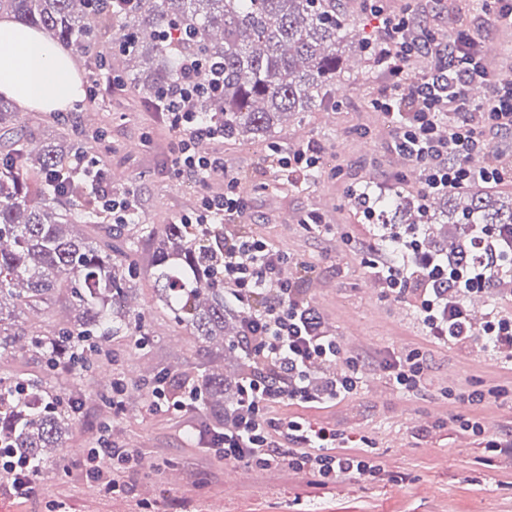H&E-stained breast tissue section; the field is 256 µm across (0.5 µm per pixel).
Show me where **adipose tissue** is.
Segmentation results:
<instances>
[{"mask_svg": "<svg viewBox=\"0 0 512 512\" xmlns=\"http://www.w3.org/2000/svg\"><path fill=\"white\" fill-rule=\"evenodd\" d=\"M0 94L26 111L57 112L82 95L70 54L40 31L0 17Z\"/></svg>", "mask_w": 512, "mask_h": 512, "instance_id": "obj_1", "label": "adipose tissue"}]
</instances>
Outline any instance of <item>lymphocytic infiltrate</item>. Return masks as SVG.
Returning <instances> with one entry per match:
<instances>
[{
    "label": "lymphocytic infiltrate",
    "mask_w": 512,
    "mask_h": 512,
    "mask_svg": "<svg viewBox=\"0 0 512 512\" xmlns=\"http://www.w3.org/2000/svg\"><path fill=\"white\" fill-rule=\"evenodd\" d=\"M367 8L385 33L373 48L376 67L386 80L373 106L390 122L395 151L418 165L421 197L476 185L512 186V160L502 161L492 147L494 135L512 133V80L489 70L466 27H459L447 41L434 34L420 40L413 35L415 23L409 16L384 14L378 0H368ZM422 51L433 53L435 63L417 80L407 81L406 66ZM476 84L488 90L480 102L469 94ZM196 86L195 63L183 61L178 89L160 108L174 133V172L195 182L223 175L225 190L202 196L196 212L181 221L210 235L223 232L224 262L218 277L245 311L237 346L256 365L255 374L239 386L229 423L210 440L211 455L230 464L287 469L327 481L341 475L376 478L380 466L368 454L347 451V435L279 411L287 404L314 408L338 403L358 391L360 371L354 358L344 357L336 337L308 329L309 304L283 273L290 255L262 237L231 234L228 221L243 216L246 199L239 179L228 174L223 153L198 150L199 142L218 138L220 131L189 110L187 98ZM476 154L488 156L486 167H471ZM320 155L310 144L286 155L273 152L269 163L288 170L303 185L319 172ZM402 241V258L377 256L368 259V268L390 297L410 301L433 343L467 345V311L457 303L442 302L436 286L452 282L465 292H484L495 283L489 263L452 267L423 252L413 227ZM339 358L345 361L343 372L330 383L318 384L313 369ZM382 369L390 382L407 392L419 390L427 380L425 359L416 349L395 355ZM142 461L138 449L107 445L91 449L80 466L87 479L124 497L132 490L127 477L141 473Z\"/></svg>",
    "instance_id": "f902f5d3"
}]
</instances>
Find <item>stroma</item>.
<instances>
[{"label":"stroma","mask_w":512,"mask_h":512,"mask_svg":"<svg viewBox=\"0 0 512 512\" xmlns=\"http://www.w3.org/2000/svg\"><path fill=\"white\" fill-rule=\"evenodd\" d=\"M348 23L344 64L351 80L336 87V97L320 109L279 124L272 141L214 142L230 169L247 185L245 230L256 232L306 265L299 286L345 355L357 358L362 371L356 394L322 408L285 406L300 415L336 426L353 438L372 442L369 454L384 470L379 481L344 476L321 483L288 470H239L234 489L224 483V466L212 459L205 442L191 435L187 417L153 414L147 395L126 403L114 420L116 435L157 466L151 479L132 477L129 497L111 496L89 482L79 453L99 447L103 436L102 397L112 381L134 382L156 362L180 373L197 360L198 345L154 308L149 279L137 285L146 326L144 345L133 337L110 341L117 355L73 377L60 370L50 380L58 392L74 396L82 408L63 439L57 469L40 477L30 495L0 492V512H512V462L481 448L472 435L449 424L448 415L496 418L498 433H512V363L487 352L481 343L449 348L431 343L414 309L369 287L367 247L377 241L376 225L366 223L352 194L359 183L390 194L392 188L416 190L408 182V160L392 148L387 120L372 106L384 86L372 58H359L356 40L376 43L381 30L364 0H336ZM385 12L413 10L418 25L451 37L458 15L471 35L496 45L489 63L512 79V27L492 25L484 0H382ZM70 129L95 125L105 139L94 151L98 169L113 189H131L142 220L167 224L188 211L204 187L178 179L172 168L173 133L159 113L131 93L101 92L90 111L67 108ZM317 143L323 164L308 185L293 187L288 174L267 168L272 149L290 152ZM326 214L334 229L323 235L306 231L311 212ZM420 349L428 365L424 388L407 394L381 372L392 353ZM472 386L503 388L477 409L449 400L448 394Z\"/></svg>","instance_id":"stroma-1"}]
</instances>
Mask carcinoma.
Here are the masks:
<instances>
[{
  "label": "carcinoma",
  "mask_w": 512,
  "mask_h": 512,
  "mask_svg": "<svg viewBox=\"0 0 512 512\" xmlns=\"http://www.w3.org/2000/svg\"><path fill=\"white\" fill-rule=\"evenodd\" d=\"M0 14L46 32L67 45L93 83L116 77L154 101L179 81L183 60L197 61L198 87L190 105L224 126L228 139L268 140L282 118L313 112L345 77L341 44L346 18L336 0H135L126 11L104 13V0H0ZM30 150L36 130L0 97V130L12 147L0 154V354L18 351L49 371H73L99 356L110 338L142 328L132 306L137 281L156 285L157 309L198 343L195 381L201 392V429L224 425L251 362L226 348L234 341L239 310L213 288L224 249L184 224H144L138 211L113 226L75 175V159L100 130L73 138L65 123ZM439 210L422 219L413 197L382 201L407 224H455L453 251L433 254L465 267L472 262L473 224L512 225V195L478 188L437 197ZM103 236L91 238L82 227ZM58 306L69 312L52 330L27 331L19 313ZM73 420L68 398L41 379L0 377V446L31 460L48 475L55 469Z\"/></svg>",
  "instance_id": "cac0c4a2"
}]
</instances>
